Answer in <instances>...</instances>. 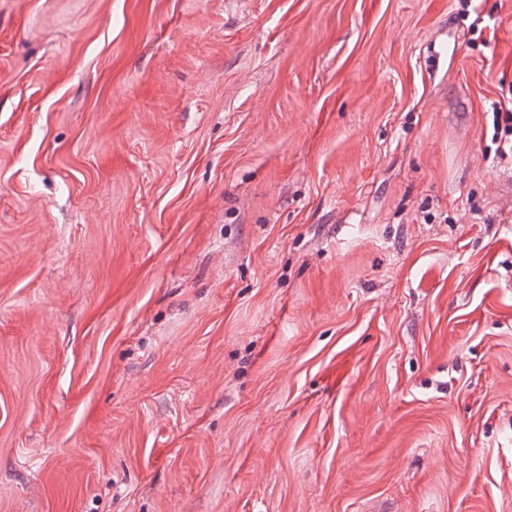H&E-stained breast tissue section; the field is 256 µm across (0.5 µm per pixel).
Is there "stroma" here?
I'll use <instances>...</instances> for the list:
<instances>
[{
  "mask_svg": "<svg viewBox=\"0 0 512 512\" xmlns=\"http://www.w3.org/2000/svg\"><path fill=\"white\" fill-rule=\"evenodd\" d=\"M510 102L512 0H0V512H512ZM493 123L499 135V157L501 160H512V106H499L493 112Z\"/></svg>",
  "mask_w": 512,
  "mask_h": 512,
  "instance_id": "1",
  "label": "stroma"
}]
</instances>
